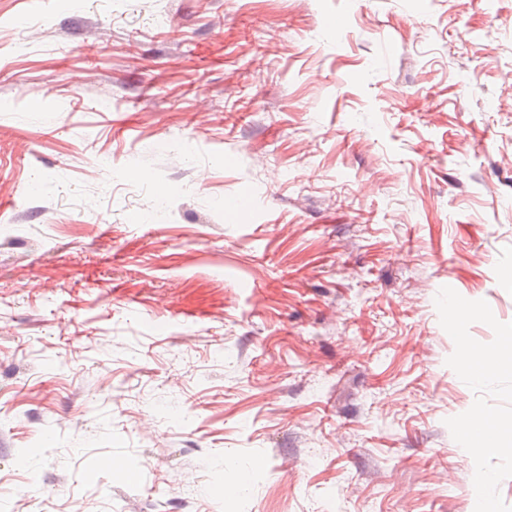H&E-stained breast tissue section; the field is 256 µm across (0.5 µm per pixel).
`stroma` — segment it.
<instances>
[{
    "label": "stroma",
    "mask_w": 512,
    "mask_h": 512,
    "mask_svg": "<svg viewBox=\"0 0 512 512\" xmlns=\"http://www.w3.org/2000/svg\"><path fill=\"white\" fill-rule=\"evenodd\" d=\"M445 286L512 322V0H0V512H474Z\"/></svg>",
    "instance_id": "stroma-1"
}]
</instances>
